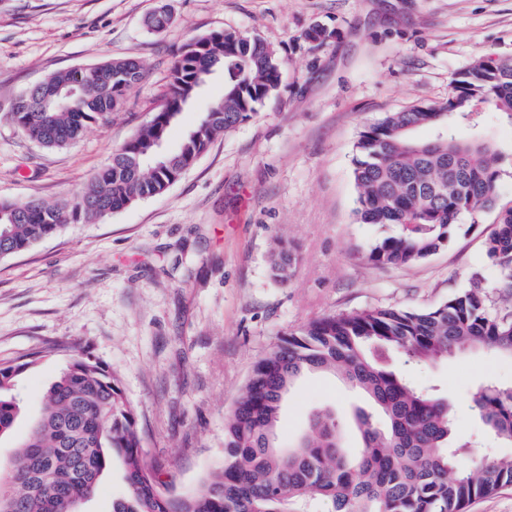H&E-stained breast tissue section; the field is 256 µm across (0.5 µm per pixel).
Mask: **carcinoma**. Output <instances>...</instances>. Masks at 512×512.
I'll return each mask as SVG.
<instances>
[{
    "instance_id": "carcinoma-1",
    "label": "carcinoma",
    "mask_w": 512,
    "mask_h": 512,
    "mask_svg": "<svg viewBox=\"0 0 512 512\" xmlns=\"http://www.w3.org/2000/svg\"><path fill=\"white\" fill-rule=\"evenodd\" d=\"M224 70V92L173 150L168 133L214 68ZM283 59L260 37L214 30L185 43L170 74V93L150 120L71 198L62 202L0 200V246L7 256L29 250L70 224L102 219L158 195L177 182L220 135L252 119L279 89ZM134 58L59 71L42 84L81 87L82 98L56 108L36 87L16 99L12 123L47 148L77 141L107 119L139 85ZM444 102L388 112L359 132L353 156L357 215L363 224H397L401 233L375 243L368 258L381 265H415L451 241L462 214L496 208L501 171L492 144L463 130L477 126V102L512 120V58L478 61L454 74ZM432 130L421 139L417 132ZM498 268L495 289L512 293V207L498 215L485 240ZM296 262L280 243L269 255L274 277L288 281ZM512 355V307L497 305L478 283L437 307L379 308L328 315L289 333L260 359L225 418L224 460L191 491L170 494L145 461L135 413L115 373L79 352L43 395L28 440L0 477V505L15 512H66L72 497L96 495L119 461L127 494L112 512H301L310 500L328 512H466L474 501L512 487V458L481 455L464 440L447 400L410 384L387 362L397 351L429 363L464 348ZM31 362L0 364V437L23 411L18 376ZM340 376L366 393L385 418L357 414L363 448H344L341 428L315 414L309 433L283 451L269 448L283 396L305 372ZM485 432L512 444V385L488 381L471 396Z\"/></svg>"
}]
</instances>
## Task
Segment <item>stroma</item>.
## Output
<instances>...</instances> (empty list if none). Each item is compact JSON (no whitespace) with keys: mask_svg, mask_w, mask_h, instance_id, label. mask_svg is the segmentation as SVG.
Masks as SVG:
<instances>
[{"mask_svg":"<svg viewBox=\"0 0 512 512\" xmlns=\"http://www.w3.org/2000/svg\"><path fill=\"white\" fill-rule=\"evenodd\" d=\"M171 15L159 32L144 20ZM333 31L305 39L309 27ZM257 35L285 57L282 83L257 116L217 138L164 193L95 224H73L0 260V364L39 352L19 377L25 413L0 439L9 470L69 349L117 372L134 407L147 464L173 493L196 487L224 457V419L255 362L283 335L327 315L377 308L426 310L498 272L484 249L498 211L512 207V121L478 106L477 131L503 171L498 206L460 216L445 248L412 266L368 258L399 226L360 223L352 175L362 126L388 112L446 100L454 73L512 57V0H0V199L70 198L170 90L178 49L217 29ZM133 57L143 81L122 106L72 145L30 142L6 118L13 101L49 74ZM215 72L168 136L176 147L221 95ZM288 242V283L268 256ZM391 364L437 386L466 438L483 435L470 409L476 386L512 385V357L465 350L427 364ZM374 403L333 375H303L284 397L276 444L294 446L315 412L351 422Z\"/></svg>","mask_w":512,"mask_h":512,"instance_id":"stroma-1","label":"stroma"}]
</instances>
